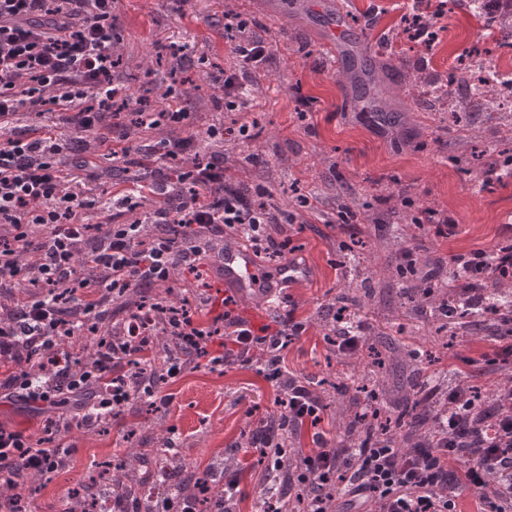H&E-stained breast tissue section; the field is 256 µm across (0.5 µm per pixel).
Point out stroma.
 <instances>
[{
    "label": "stroma",
    "instance_id": "1",
    "mask_svg": "<svg viewBox=\"0 0 512 512\" xmlns=\"http://www.w3.org/2000/svg\"><path fill=\"white\" fill-rule=\"evenodd\" d=\"M236 11L251 31L267 42L271 59L251 74L253 94L241 112L225 111V72L240 63L224 40V0H116L113 13L122 36L121 71L131 95L148 94L166 108L188 100L198 129L209 126H250L251 138L237 143L233 178L266 185L272 201L289 208L293 193L304 194L308 206L289 226L294 256L307 274L276 291L272 300L236 294L235 310L262 324L293 315L307 332L291 343L283 357L289 375L303 380H328L354 392L370 361L354 365L336 357L324 339L322 320L333 318L337 296L347 278H355L371 297L357 307L369 341L377 348L394 342L409 349L423 346L435 321L428 306L385 296L379 271L400 263L406 247L416 250L418 272L426 274L437 258L473 251H493L503 243V225H512V180L479 191L460 169L461 136L467 127L441 121L430 111L403 113L399 125L387 126L364 112L347 96L341 68L323 49L326 10L345 20H370L369 46L398 26L411 0H235ZM438 40L426 58L438 73L460 66L489 38L482 21L464 0H454L437 19ZM183 49L191 60V82L175 83L167 65L151 61V52ZM177 97H170L169 88ZM262 164H252V155ZM362 196L378 212L375 221L355 218L335 226L340 209L338 191ZM445 210L460 226L459 234L437 239L397 223L390 209L401 198ZM495 344L478 334L454 341L431 366L434 384L453 387L468 376L492 388L507 370L489 365ZM157 406L138 404L112 421L106 433L72 428L65 435L71 461L52 478L42 479L31 495L33 512H65L75 488L85 483L97 464H115L131 451L147 454L153 471L162 448L160 437L176 440V455L196 473H219L227 455L244 463V495L236 512H253L262 496L264 467L258 452L245 442L253 413L275 410L277 392L255 371L213 368L202 364L161 384ZM135 437H128L129 429Z\"/></svg>",
    "mask_w": 512,
    "mask_h": 512
}]
</instances>
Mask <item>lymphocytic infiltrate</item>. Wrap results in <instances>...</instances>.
Masks as SVG:
<instances>
[{
	"mask_svg": "<svg viewBox=\"0 0 512 512\" xmlns=\"http://www.w3.org/2000/svg\"><path fill=\"white\" fill-rule=\"evenodd\" d=\"M112 2L0 0V296L21 281L34 290L23 301L0 299V397L45 412L72 408L47 419L37 439L0 426V486H12L0 490V512H29L16 487L68 466L62 436L72 426L111 420L154 398L156 383L140 367L153 331L175 339L165 378L202 358L215 368H255L276 387L277 409L258 418L250 442L264 457L280 456L284 437L313 426V447L288 481L307 491L302 512H459L467 490L476 512H512V382L482 422L469 381L458 382L433 432L412 447L374 439L334 443L317 430L325 406L311 381L285 372L283 352L304 332L303 323L290 317L253 327L227 297L205 327L187 305L153 294V287L172 282L176 267L196 272L214 238L227 234L244 235L256 256L285 259L290 237L269 228L295 223L296 216L267 204L263 186L244 191L228 184L223 155L201 159L202 143L223 141L224 131L195 130L185 108L141 113L143 126L159 136L132 154L124 110L131 96L118 71ZM224 40L245 66L224 79V106L232 112L249 103L247 67L268 62L271 50L238 15L225 16ZM23 112L53 116L70 140L13 129ZM74 139L118 143L113 160L139 170L131 187L106 200L76 192L63 180L64 168L91 181L99 174L93 152L73 156ZM146 195L160 204L144 214ZM121 208L133 221H120ZM80 255L83 271L75 265ZM135 293L139 303L128 305ZM116 302L126 304L125 317L89 358L74 362L70 342L107 320ZM492 477L497 487L488 495L483 488ZM112 512H196V500L177 489L146 509L133 491L116 486Z\"/></svg>",
	"mask_w": 512,
	"mask_h": 512,
	"instance_id": "lymphocytic-infiltrate-1",
	"label": "lymphocytic infiltrate"
}]
</instances>
